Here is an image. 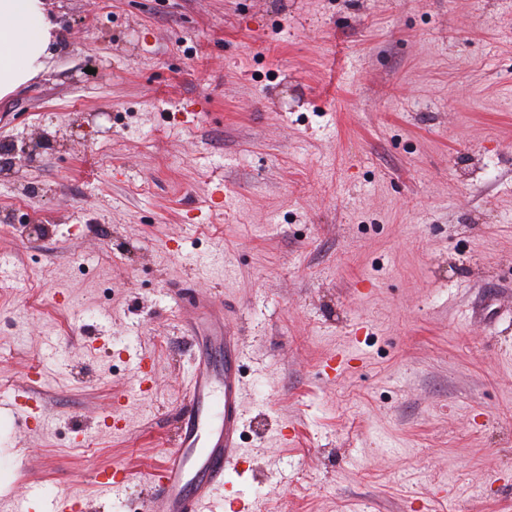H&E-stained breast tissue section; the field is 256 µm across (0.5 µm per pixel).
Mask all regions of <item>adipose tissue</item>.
I'll return each mask as SVG.
<instances>
[{"mask_svg":"<svg viewBox=\"0 0 512 512\" xmlns=\"http://www.w3.org/2000/svg\"><path fill=\"white\" fill-rule=\"evenodd\" d=\"M56 29L47 0H0V99L46 68Z\"/></svg>","mask_w":512,"mask_h":512,"instance_id":"adipose-tissue-1","label":"adipose tissue"}]
</instances>
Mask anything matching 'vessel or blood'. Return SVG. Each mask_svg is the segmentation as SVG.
Returning <instances> with one entry per match:
<instances>
[{
    "label": "vessel or blood",
    "mask_w": 512,
    "mask_h": 512,
    "mask_svg": "<svg viewBox=\"0 0 512 512\" xmlns=\"http://www.w3.org/2000/svg\"><path fill=\"white\" fill-rule=\"evenodd\" d=\"M201 315L210 330L198 343L200 355L179 411L174 446L144 477L149 488L145 512H207L214 494L227 490L228 475L243 469L242 347L224 324L221 304L189 293L180 305L181 318L192 324ZM133 478L126 464L115 462L97 473L95 485L101 496L115 498ZM42 512L90 508L81 495L69 494L52 497Z\"/></svg>",
    "instance_id": "b4317fda"
}]
</instances>
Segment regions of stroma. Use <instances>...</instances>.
Segmentation results:
<instances>
[{
  "instance_id": "obj_1",
  "label": "stroma",
  "mask_w": 512,
  "mask_h": 512,
  "mask_svg": "<svg viewBox=\"0 0 512 512\" xmlns=\"http://www.w3.org/2000/svg\"><path fill=\"white\" fill-rule=\"evenodd\" d=\"M49 9L46 70L0 100V396L53 428L0 413V512H140L196 366L187 283L242 343L254 512H512V0ZM134 477L135 474L126 464L114 462L97 473L95 485L101 496L114 500L123 493ZM42 512H90L89 502L81 495L54 496L43 507Z\"/></svg>"
}]
</instances>
